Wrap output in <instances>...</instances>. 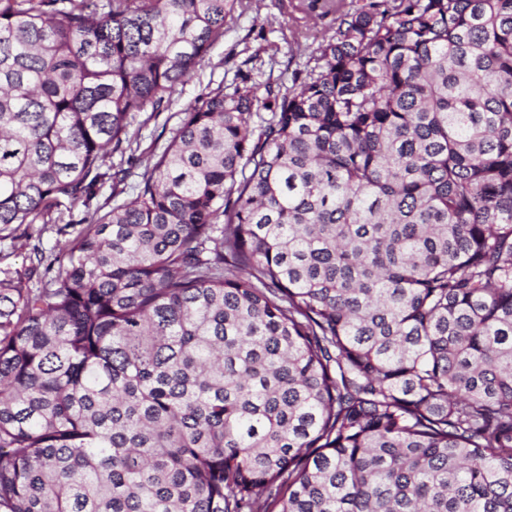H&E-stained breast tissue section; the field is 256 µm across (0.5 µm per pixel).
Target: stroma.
<instances>
[{
    "mask_svg": "<svg viewBox=\"0 0 512 512\" xmlns=\"http://www.w3.org/2000/svg\"><path fill=\"white\" fill-rule=\"evenodd\" d=\"M337 17L334 11H306L301 0H239L223 37L179 86L168 107L152 117L138 114L133 124L137 140L131 150L108 158L113 170L127 173L125 192L113 196L111 183H104L90 205L76 203L61 223L25 224L0 238V271L27 278L34 287L50 279L58 242L75 238L83 229L87 207L107 211L115 201L134 197L135 185L168 144L189 104L217 87L233 86L245 73L260 97L269 84L284 90L293 87L296 78L313 66L318 47L334 34Z\"/></svg>",
    "mask_w": 512,
    "mask_h": 512,
    "instance_id": "1",
    "label": "stroma"
}]
</instances>
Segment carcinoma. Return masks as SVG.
<instances>
[{
	"instance_id": "obj_1",
	"label": "carcinoma",
	"mask_w": 512,
	"mask_h": 512,
	"mask_svg": "<svg viewBox=\"0 0 512 512\" xmlns=\"http://www.w3.org/2000/svg\"><path fill=\"white\" fill-rule=\"evenodd\" d=\"M236 2L0 0V231L89 206ZM336 11L0 279V512H512V0Z\"/></svg>"
}]
</instances>
